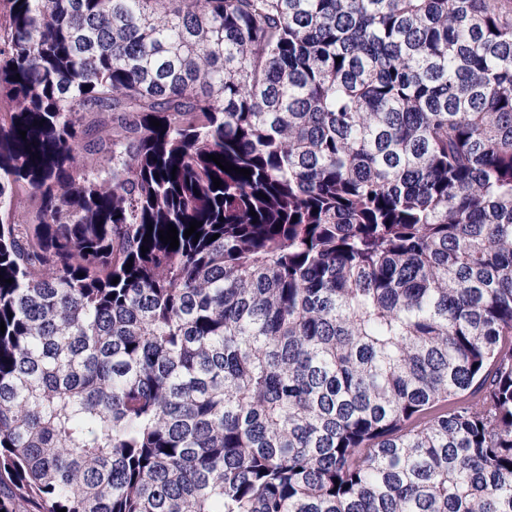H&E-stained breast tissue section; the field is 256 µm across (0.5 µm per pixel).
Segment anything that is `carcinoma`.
I'll return each mask as SVG.
<instances>
[{"label":"carcinoma","mask_w":512,"mask_h":512,"mask_svg":"<svg viewBox=\"0 0 512 512\" xmlns=\"http://www.w3.org/2000/svg\"><path fill=\"white\" fill-rule=\"evenodd\" d=\"M1 275L0 512H512V0H0Z\"/></svg>","instance_id":"carcinoma-1"}]
</instances>
